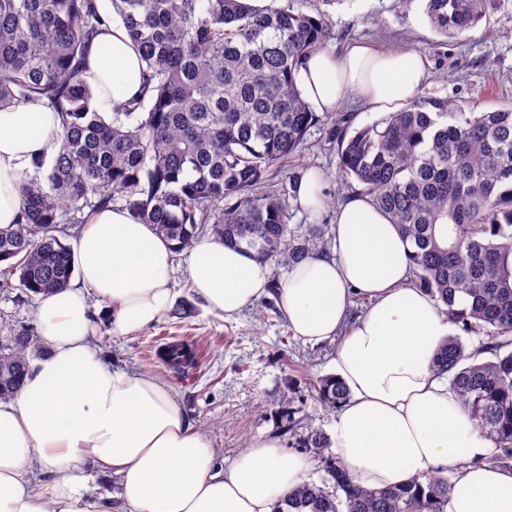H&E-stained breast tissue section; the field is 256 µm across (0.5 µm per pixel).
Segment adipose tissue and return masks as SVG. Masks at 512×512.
Segmentation results:
<instances>
[{
    "instance_id": "1",
    "label": "adipose tissue",
    "mask_w": 512,
    "mask_h": 512,
    "mask_svg": "<svg viewBox=\"0 0 512 512\" xmlns=\"http://www.w3.org/2000/svg\"><path fill=\"white\" fill-rule=\"evenodd\" d=\"M140 65L115 20L94 40L84 79L98 100L119 104L140 96V82L127 79ZM426 77L417 51L354 44L309 55L298 81L317 111H336L349 96L384 111L413 98ZM59 129L58 115L35 103L0 112V227L17 222L20 181L35 159L56 156ZM334 224L331 250L309 255L277 284L270 265L246 249L200 239L190 250V287L209 312L227 318L273 295L295 336L338 340L334 375L349 396L332 448L355 482L398 486L455 464L447 512H512V469L487 463L489 441L434 372L452 326L411 285L410 243L365 196L345 198ZM72 253L75 280L40 301L47 349L18 394L0 400V512H272L301 484L304 456L281 450L274 435L218 467L215 448L163 382L112 368L96 348L101 321L132 335L171 305L172 243L130 209L112 207L84 226ZM357 293L371 305L353 320ZM89 461L119 478L116 500L81 493ZM35 468L53 476L49 493L34 488Z\"/></svg>"
}]
</instances>
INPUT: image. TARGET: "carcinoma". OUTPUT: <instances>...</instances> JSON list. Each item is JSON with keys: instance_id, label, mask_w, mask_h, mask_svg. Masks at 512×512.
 Instances as JSON below:
<instances>
[{"instance_id": "cac0c4a2", "label": "carcinoma", "mask_w": 512, "mask_h": 512, "mask_svg": "<svg viewBox=\"0 0 512 512\" xmlns=\"http://www.w3.org/2000/svg\"><path fill=\"white\" fill-rule=\"evenodd\" d=\"M0 0V112L37 103L61 119L60 148L34 163L20 188L21 220L0 227V291L11 279L33 295L73 276L65 225L124 202L141 223L188 251L202 234L243 247L279 268L326 249L316 224L289 227L299 177L287 193L264 189L268 172L300 155L309 130L330 113L311 110L297 84L306 58L334 39L323 14L246 0ZM497 0H427L432 28L457 38ZM124 24L145 65L147 94L106 118L84 80L101 27ZM338 144L341 186L357 185L412 245L411 282L425 289L462 334L434 357L435 373L494 445L491 463L512 467V105L466 112L417 98ZM475 336L466 344L462 335ZM44 348L31 329L0 340V399L18 393ZM195 350L182 341L167 364L184 373ZM318 399L337 409L345 385L325 376ZM303 447L324 457L335 491L302 482L274 512H447L454 482L438 470L403 487L352 481L329 436Z\"/></svg>"}]
</instances>
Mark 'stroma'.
Here are the masks:
<instances>
[{"mask_svg":"<svg viewBox=\"0 0 512 512\" xmlns=\"http://www.w3.org/2000/svg\"><path fill=\"white\" fill-rule=\"evenodd\" d=\"M294 10L328 17L334 46L367 42L386 49H412L430 64L431 77L418 96L448 99L486 112L512 102V0H500L472 30L448 39L430 26L426 0H288ZM328 123L312 127L303 152L292 166L325 175V205L296 211L293 224H317L325 239L334 235V210L328 200L340 186L337 146ZM187 253L174 257L175 299L154 325L120 336L101 323L96 346L113 368L150 373L166 383L192 427L216 450V463L227 467L253 443L279 431L289 411L309 427L331 432L337 413L321 403L313 386L332 375L336 342L308 344L290 331L274 301L257 300L238 315L208 312L187 285ZM39 300L16 288L0 293V336L9 329L37 325ZM191 338L200 360L192 374L176 378L155 351L169 338Z\"/></svg>","mask_w":512,"mask_h":512,"instance_id":"obj_1","label":"stroma"}]
</instances>
